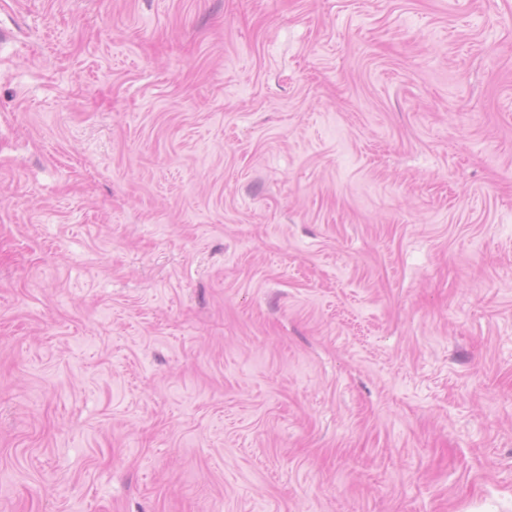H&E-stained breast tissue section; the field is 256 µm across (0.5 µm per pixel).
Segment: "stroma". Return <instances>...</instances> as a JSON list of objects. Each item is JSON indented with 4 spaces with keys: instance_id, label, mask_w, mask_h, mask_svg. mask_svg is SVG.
Wrapping results in <instances>:
<instances>
[{
    "instance_id": "1",
    "label": "stroma",
    "mask_w": 512,
    "mask_h": 512,
    "mask_svg": "<svg viewBox=\"0 0 512 512\" xmlns=\"http://www.w3.org/2000/svg\"><path fill=\"white\" fill-rule=\"evenodd\" d=\"M0 512H512V0H0Z\"/></svg>"
}]
</instances>
